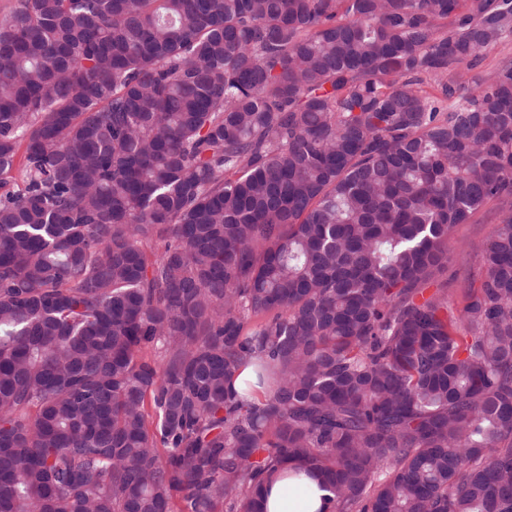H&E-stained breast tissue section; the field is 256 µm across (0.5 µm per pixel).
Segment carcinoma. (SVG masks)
Here are the masks:
<instances>
[{
	"instance_id": "1",
	"label": "carcinoma",
	"mask_w": 512,
	"mask_h": 512,
	"mask_svg": "<svg viewBox=\"0 0 512 512\" xmlns=\"http://www.w3.org/2000/svg\"><path fill=\"white\" fill-rule=\"evenodd\" d=\"M509 40L512 0H13L0 512H267L287 467L512 512V60L469 76ZM494 224L486 220H474L470 224H460L456 232V244L448 259V268L436 278L431 288H448L450 294L460 288L463 268L477 270L480 265V246L487 240Z\"/></svg>"
}]
</instances>
